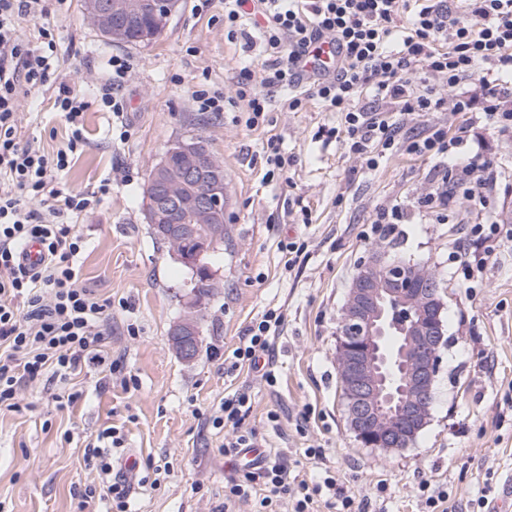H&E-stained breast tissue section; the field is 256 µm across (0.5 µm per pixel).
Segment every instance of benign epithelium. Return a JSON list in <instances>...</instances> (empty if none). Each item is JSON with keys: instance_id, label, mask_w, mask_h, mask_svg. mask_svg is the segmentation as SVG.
I'll return each mask as SVG.
<instances>
[{"instance_id": "obj_1", "label": "benign epithelium", "mask_w": 512, "mask_h": 512, "mask_svg": "<svg viewBox=\"0 0 512 512\" xmlns=\"http://www.w3.org/2000/svg\"><path fill=\"white\" fill-rule=\"evenodd\" d=\"M83 7L93 26L123 39L146 16L169 26L178 0H84ZM182 152L187 175L203 178L216 169L209 154L191 148ZM183 186L163 160L147 185L149 218L155 220L175 205L200 224L222 220L225 192L220 183L189 193ZM427 284L402 265L375 258L360 269L349 289L336 361L351 427L369 448H402L430 415L446 329L444 302ZM172 335L181 337V357L192 360L190 339L198 335L197 325L182 320Z\"/></svg>"}]
</instances>
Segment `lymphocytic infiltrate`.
<instances>
[{
    "label": "lymphocytic infiltrate",
    "instance_id": "1",
    "mask_svg": "<svg viewBox=\"0 0 512 512\" xmlns=\"http://www.w3.org/2000/svg\"><path fill=\"white\" fill-rule=\"evenodd\" d=\"M45 0H0V409L21 411L22 384L52 385L74 375L83 363L112 374L106 350L112 334V301L80 285L76 259L84 239L75 216L94 210L109 184L92 192L69 191L62 184L72 156L86 144L85 103L67 84L56 101L71 127L66 145L56 153L22 143L18 106L21 97L42 85L57 59L49 29L43 46L31 48L17 34L20 17H41ZM259 19L266 59L260 74L241 70L234 97L194 91L197 111L220 113L234 108L245 125L263 124L271 109L263 87L291 90L290 110L315 100L339 115L345 143L368 168L397 151L436 160L441 176L422 194L417 209L443 206L455 192L484 206L482 191L496 179L492 159L475 153L455 161L456 138L439 122L414 125L421 112L452 109L478 113L492 130L512 129V0H224V26L235 34L242 18ZM341 51L333 75L302 79L298 63L320 40ZM130 70L115 55L99 76L101 101L115 117L124 113L120 88ZM40 199L43 210L27 208ZM465 234L474 249L455 255L470 283H478L501 238L512 227L469 224ZM44 250L39 267L25 268L20 250L28 242ZM283 314L266 311L250 326L231 356L232 367L260 372L275 380L274 346ZM252 400L244 391L225 396L210 417L224 430L225 453L256 447L255 431L243 429ZM284 456H265L228 485L227 502H252L253 512H362L363 503L345 488L338 473L324 469L291 489Z\"/></svg>",
    "mask_w": 512,
    "mask_h": 512
}]
</instances>
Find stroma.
<instances>
[{"label": "stroma", "mask_w": 512, "mask_h": 512, "mask_svg": "<svg viewBox=\"0 0 512 512\" xmlns=\"http://www.w3.org/2000/svg\"><path fill=\"white\" fill-rule=\"evenodd\" d=\"M180 0L168 30L155 43L131 46L105 40L87 20L83 0H48L40 19L19 20L18 34L41 45L51 29L57 60L45 82L18 107L22 142L53 153L66 143L68 124L56 105L59 84L86 102L87 145L65 177L75 191L103 181L112 190L76 225L85 239L78 258L82 286L112 300L108 345L119 365L111 380L83 365L68 386L81 398L57 410L41 398L42 382L24 385L29 410H0V512H110L102 493L108 479L88 455L91 435L114 425L124 434L111 449L114 474L129 489L133 512H224V487L240 466L224 455V430L209 416L235 390L253 398L244 426L255 429L266 451L295 461V475L335 468L345 486L367 499V512H422L421 481L447 487L455 507L479 496L495 501L512 473V240L502 242L474 290L463 286L453 252L466 244L463 225H512V129L466 125L451 111L432 121L462 131L459 154L483 150L499 171L484 210L463 198L434 214L412 212L386 238H366L369 220L387 205H410L429 186L433 163L402 153L368 169L344 146L336 113L309 101L289 111L283 91L264 125L247 130L237 113L197 111L192 93L234 96L242 68L259 71L257 30L242 20L236 38L224 30V0ZM129 57L122 117L133 134L112 135L115 117L103 110L96 80L109 57ZM198 136L224 168L232 205L224 217L223 250L208 253L213 287L196 298L190 274L157 242L143 220L148 174L177 139ZM275 137L291 164L286 179L267 180L263 145ZM307 248L289 262L282 243ZM424 264L443 284L448 346L434 384L426 427L399 450L365 447L351 429L336 364V339L349 288L373 253ZM197 301L198 352L186 361L170 340L172 326ZM270 309L285 322L276 341L275 385L226 357L252 323ZM135 378L124 387V378ZM280 415L278 427L268 412ZM317 448L319 460L306 458ZM135 465L123 469L127 456ZM157 465L145 483L146 463Z\"/></svg>", "instance_id": "1"}]
</instances>
